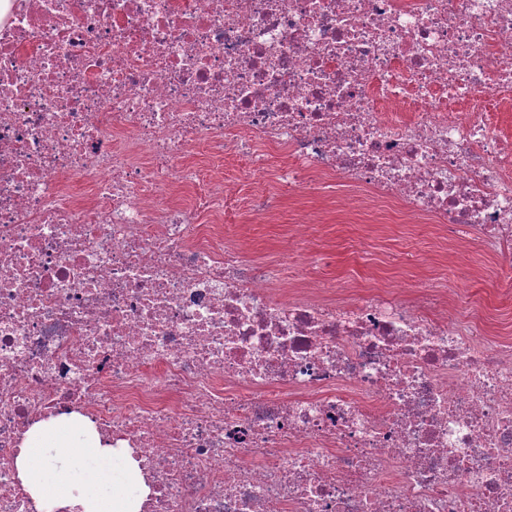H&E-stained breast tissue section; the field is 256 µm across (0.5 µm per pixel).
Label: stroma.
<instances>
[{"label":"stroma","instance_id":"obj_1","mask_svg":"<svg viewBox=\"0 0 512 512\" xmlns=\"http://www.w3.org/2000/svg\"><path fill=\"white\" fill-rule=\"evenodd\" d=\"M331 194L325 188L276 196L277 223L239 227L250 257L262 264L279 260L288 250L300 215L309 213L316 222L301 252L320 255L318 278L359 295L381 277L394 275L411 287L444 278L450 288L466 289L480 297L495 323L512 330V302L501 298L496 260L477 248L458 258L449 256L430 225L380 224L371 211L342 212L331 203Z\"/></svg>","mask_w":512,"mask_h":512}]
</instances>
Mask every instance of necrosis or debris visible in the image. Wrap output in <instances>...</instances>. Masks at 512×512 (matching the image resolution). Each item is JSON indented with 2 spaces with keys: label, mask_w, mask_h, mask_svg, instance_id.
<instances>
[{
  "label": "necrosis or debris",
  "mask_w": 512,
  "mask_h": 512,
  "mask_svg": "<svg viewBox=\"0 0 512 512\" xmlns=\"http://www.w3.org/2000/svg\"><path fill=\"white\" fill-rule=\"evenodd\" d=\"M502 91L512 0H0V512H39L16 459L61 413L138 463L140 512H512L480 302L288 278L224 222L333 177L511 281Z\"/></svg>",
  "instance_id": "1"
}]
</instances>
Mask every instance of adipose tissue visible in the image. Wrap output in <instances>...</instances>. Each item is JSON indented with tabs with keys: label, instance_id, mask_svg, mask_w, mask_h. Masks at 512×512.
<instances>
[{
	"label": "adipose tissue",
	"instance_id": "1",
	"mask_svg": "<svg viewBox=\"0 0 512 512\" xmlns=\"http://www.w3.org/2000/svg\"><path fill=\"white\" fill-rule=\"evenodd\" d=\"M16 466L42 512H139L148 493L137 463L76 414L36 424Z\"/></svg>",
	"mask_w": 512,
	"mask_h": 512
}]
</instances>
